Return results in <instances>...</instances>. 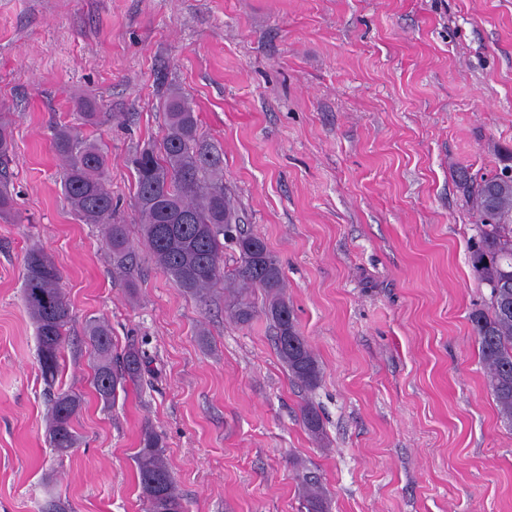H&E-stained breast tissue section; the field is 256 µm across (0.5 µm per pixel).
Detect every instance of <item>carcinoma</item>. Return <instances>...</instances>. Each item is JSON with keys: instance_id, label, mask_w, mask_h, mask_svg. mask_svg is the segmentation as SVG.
Masks as SVG:
<instances>
[{"instance_id": "obj_1", "label": "carcinoma", "mask_w": 512, "mask_h": 512, "mask_svg": "<svg viewBox=\"0 0 512 512\" xmlns=\"http://www.w3.org/2000/svg\"><path fill=\"white\" fill-rule=\"evenodd\" d=\"M164 109L165 132L159 147L139 151L129 160L135 180L134 208L154 262L184 293L202 296L224 282V243L232 242L238 251L231 278L235 287L225 294L232 318L249 323L255 316L251 292L261 290L280 359L294 380L315 387L321 367L297 329L280 261L262 237L236 222L224 188V154L200 134L197 116L180 92L167 95ZM53 145L63 162L61 186L72 211L84 224L105 226L114 266L127 269L130 247L125 225L114 218L108 155L101 141L65 124L55 129ZM12 153L10 123L0 118V219L5 221L17 219L7 187ZM461 188L473 199L480 221L471 265L490 288L487 309L471 314L473 332L498 415L512 426V178L504 179L498 172L478 180L465 178ZM23 278L24 305L36 327L41 378L52 389L62 371L70 305L61 288V272L44 249L27 250ZM87 336L97 356L95 391L111 404L118 390L142 378L148 354L128 348L116 367L108 326L93 322L87 326ZM81 405L75 393L58 392L51 399L49 443L61 456L77 444L74 419ZM135 464L144 512H185L163 439L149 427L142 431ZM301 491L307 512H327L317 476L302 475Z\"/></svg>"}]
</instances>
